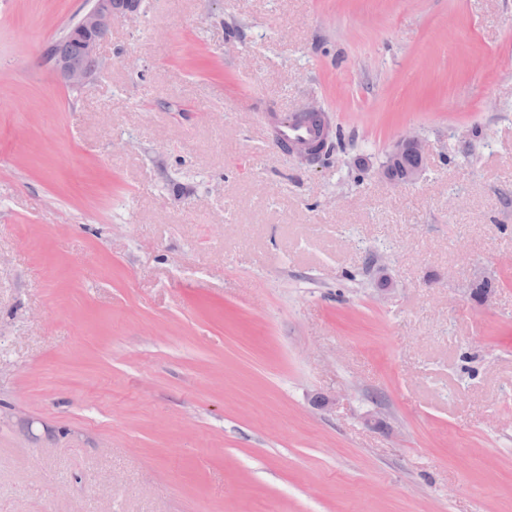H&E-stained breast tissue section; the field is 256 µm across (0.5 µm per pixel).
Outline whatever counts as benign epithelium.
I'll return each instance as SVG.
<instances>
[{"label":"benign epithelium","instance_id":"1","mask_svg":"<svg viewBox=\"0 0 512 512\" xmlns=\"http://www.w3.org/2000/svg\"><path fill=\"white\" fill-rule=\"evenodd\" d=\"M92 7L57 39L47 42L41 62L58 73L62 83L78 91L90 80L96 69L90 62L99 60L98 51L112 29V21L128 16L138 9V0H91ZM423 146L420 138L403 134L394 141L382 168V175L393 179L392 171L404 166L399 182L414 183L421 174L419 160Z\"/></svg>","mask_w":512,"mask_h":512}]
</instances>
